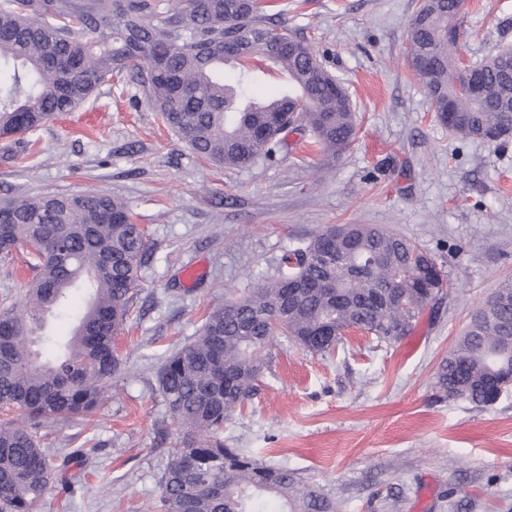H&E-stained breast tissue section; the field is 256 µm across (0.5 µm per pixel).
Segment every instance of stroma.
Wrapping results in <instances>:
<instances>
[{"instance_id":"1","label":"stroma","mask_w":512,"mask_h":512,"mask_svg":"<svg viewBox=\"0 0 512 512\" xmlns=\"http://www.w3.org/2000/svg\"><path fill=\"white\" fill-rule=\"evenodd\" d=\"M347 89L358 135L325 160L288 131L276 159L232 172L197 158L128 73L37 129L0 139V199L18 192L122 198L153 255L116 337L123 368L92 423H48L70 459L43 512H145L159 496L176 426L158 389L166 356L205 313L238 298L329 224H369L431 254L441 294L395 343L350 330L323 356L276 337L259 391L224 423V444L319 482L344 512H512V389L477 407L436 385L476 312L512 280V135L449 133L407 61L419 0H273ZM512 47V0H464L457 52Z\"/></svg>"}]
</instances>
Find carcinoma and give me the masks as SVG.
<instances>
[{"label": "carcinoma", "instance_id": "carcinoma-1", "mask_svg": "<svg viewBox=\"0 0 512 512\" xmlns=\"http://www.w3.org/2000/svg\"><path fill=\"white\" fill-rule=\"evenodd\" d=\"M463 0H422L427 23L408 25V41L426 59L409 60L430 106L448 132L478 138L512 130V49L473 66L484 85L475 99L470 74L448 45ZM288 30L244 0H0V137L31 130L89 99L114 71H127L191 150L226 170L272 159L287 127L277 115L303 107L302 130L336 159L357 137L350 98L314 49L291 39L283 52L263 36ZM240 59L269 60L288 79V102L237 98L224 83V42ZM453 119H448V108ZM0 260L34 244L35 272L23 295L0 310V409L19 418L0 423V512H41L57 482L42 448L40 424L93 415L121 369L113 339L124 329L148 260L147 233L122 200L98 191L15 195L0 200ZM348 237L328 225L292 249L276 274L253 292L211 309L198 336L161 365L157 382L176 425L179 446L161 479L162 512H341L336 498L285 467L224 447V420L256 394L261 352L278 335L329 353L350 329L380 342L409 334L427 301L425 287L442 275L434 258L408 238L354 225ZM342 251L334 267L305 255ZM83 282L90 301L69 335L46 353L33 349L45 317L65 312L67 294ZM512 335V283L503 284L472 317L440 367L438 385L451 399L488 406L490 382L512 367L500 337Z\"/></svg>", "mask_w": 512, "mask_h": 512}]
</instances>
